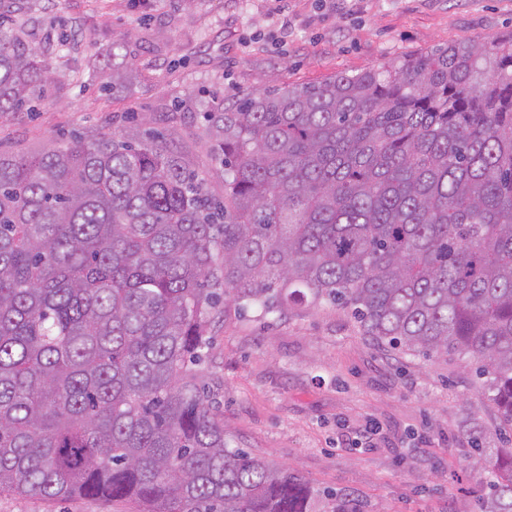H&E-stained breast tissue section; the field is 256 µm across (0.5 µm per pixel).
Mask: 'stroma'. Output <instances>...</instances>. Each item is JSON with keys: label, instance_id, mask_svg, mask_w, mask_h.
<instances>
[{"label": "stroma", "instance_id": "1", "mask_svg": "<svg viewBox=\"0 0 512 512\" xmlns=\"http://www.w3.org/2000/svg\"><path fill=\"white\" fill-rule=\"evenodd\" d=\"M9 16L32 41L60 28L75 41L35 111L0 118L1 152L134 127L161 134L219 197L224 167L202 119L215 98L512 32V0H13ZM209 337L197 371L230 447L292 469L315 492L350 496L361 512H481L495 474L471 463V440L504 442L474 366L368 341L331 307L267 320L219 307ZM0 512L131 509L1 494Z\"/></svg>", "mask_w": 512, "mask_h": 512}]
</instances>
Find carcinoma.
I'll list each match as a JSON object with an SVG mask.
<instances>
[{
  "mask_svg": "<svg viewBox=\"0 0 512 512\" xmlns=\"http://www.w3.org/2000/svg\"><path fill=\"white\" fill-rule=\"evenodd\" d=\"M0 26V112L59 78ZM224 201L161 140L0 154V494L135 512H359L228 448L193 366L211 311L331 306L391 349L473 358L512 432V36L257 88L205 113ZM483 512H512L499 448Z\"/></svg>",
  "mask_w": 512,
  "mask_h": 512,
  "instance_id": "cac0c4a2",
  "label": "carcinoma"
}]
</instances>
